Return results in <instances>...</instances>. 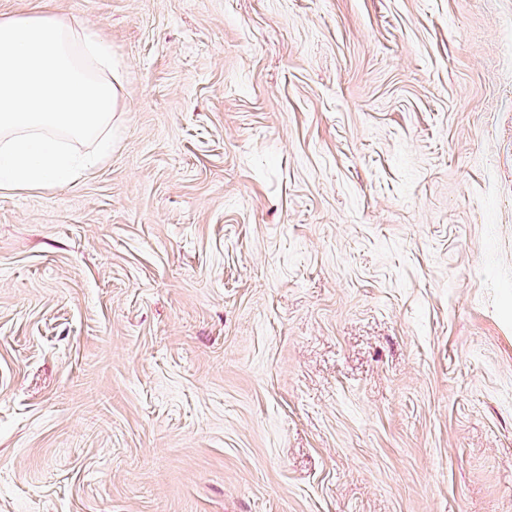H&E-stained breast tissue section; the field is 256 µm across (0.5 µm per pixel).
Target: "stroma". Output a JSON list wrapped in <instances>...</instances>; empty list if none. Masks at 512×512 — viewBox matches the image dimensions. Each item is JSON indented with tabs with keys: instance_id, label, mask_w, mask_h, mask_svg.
I'll list each match as a JSON object with an SVG mask.
<instances>
[{
	"instance_id": "35a3bbf8",
	"label": "stroma",
	"mask_w": 512,
	"mask_h": 512,
	"mask_svg": "<svg viewBox=\"0 0 512 512\" xmlns=\"http://www.w3.org/2000/svg\"><path fill=\"white\" fill-rule=\"evenodd\" d=\"M117 62L0 191V512H512V0H0Z\"/></svg>"
}]
</instances>
